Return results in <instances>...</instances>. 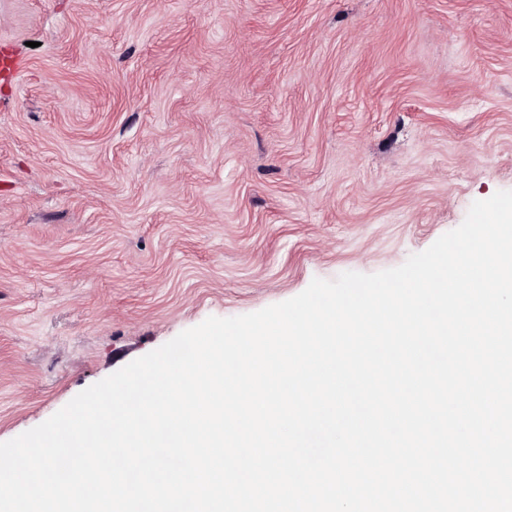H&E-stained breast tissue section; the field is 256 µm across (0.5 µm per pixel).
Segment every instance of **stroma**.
Wrapping results in <instances>:
<instances>
[{
  "instance_id": "stroma-1",
  "label": "stroma",
  "mask_w": 512,
  "mask_h": 512,
  "mask_svg": "<svg viewBox=\"0 0 512 512\" xmlns=\"http://www.w3.org/2000/svg\"><path fill=\"white\" fill-rule=\"evenodd\" d=\"M500 190L512 0H0V442Z\"/></svg>"
}]
</instances>
